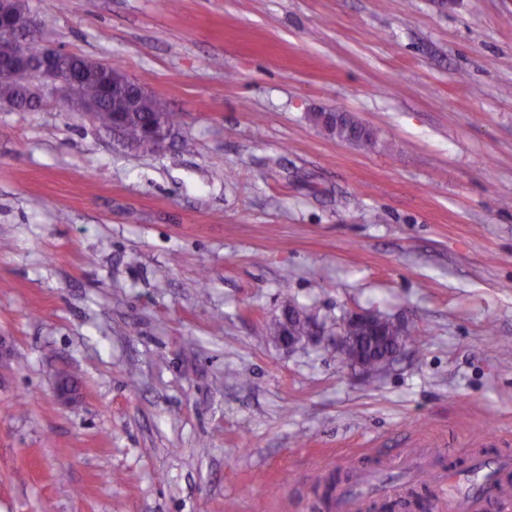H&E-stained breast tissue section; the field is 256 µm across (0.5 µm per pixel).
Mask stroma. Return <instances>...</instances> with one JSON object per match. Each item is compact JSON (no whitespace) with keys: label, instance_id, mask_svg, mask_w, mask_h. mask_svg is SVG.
Listing matches in <instances>:
<instances>
[{"label":"stroma","instance_id":"stroma-1","mask_svg":"<svg viewBox=\"0 0 512 512\" xmlns=\"http://www.w3.org/2000/svg\"><path fill=\"white\" fill-rule=\"evenodd\" d=\"M27 4L176 127L0 104V512H336L354 452H512V0ZM285 298L323 340H270ZM354 312L410 328L372 380ZM158 112H163L154 98L148 94L131 97V109L125 126L126 139L142 153L150 154L157 151L156 142L147 137L143 131L146 123L155 119ZM315 121L331 136L361 146H374L375 135L359 120L346 112H334L314 117ZM373 315L371 313L367 312H354L351 313L346 322L344 323L342 330L340 333L336 334V350L345 363H352V359L359 358V355L357 352L353 351L350 343L346 336V331L349 329L350 325H356V326H369L372 321Z\"/></svg>","mask_w":512,"mask_h":512}]
</instances>
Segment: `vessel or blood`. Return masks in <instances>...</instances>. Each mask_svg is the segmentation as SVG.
Instances as JSON below:
<instances>
[{
  "label": "vessel or blood",
  "instance_id": "vessel-or-blood-1",
  "mask_svg": "<svg viewBox=\"0 0 512 512\" xmlns=\"http://www.w3.org/2000/svg\"><path fill=\"white\" fill-rule=\"evenodd\" d=\"M433 455L434 450L430 447L414 449L411 459L400 463L401 474L397 477L392 475L377 480L371 474L359 473L353 485L338 491L336 505L339 512H363L372 495H402L407 483L418 480L434 484L442 512H486L492 502L497 504L500 512H512V486L485 475L471 480L465 490H456L452 476L431 470L429 461Z\"/></svg>",
  "mask_w": 512,
  "mask_h": 512
}]
</instances>
